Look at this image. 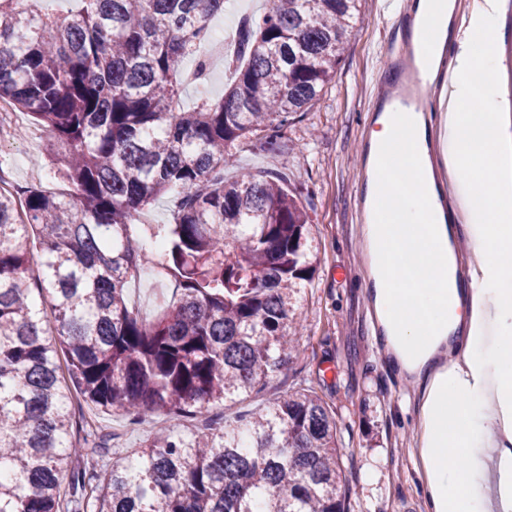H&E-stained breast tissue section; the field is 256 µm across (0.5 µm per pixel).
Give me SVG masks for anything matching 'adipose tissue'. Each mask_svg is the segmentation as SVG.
Here are the masks:
<instances>
[{
	"label": "adipose tissue",
	"mask_w": 512,
	"mask_h": 512,
	"mask_svg": "<svg viewBox=\"0 0 512 512\" xmlns=\"http://www.w3.org/2000/svg\"><path fill=\"white\" fill-rule=\"evenodd\" d=\"M502 13V0H475L466 30L450 37L448 0H418L412 25L430 66L446 54L455 74L444 160L469 231L467 287L457 285L448 225L429 202L423 116L379 119L369 136L386 201L360 234L385 347L422 388L416 472L430 512H512V99L497 77Z\"/></svg>",
	"instance_id": "adipose-tissue-1"
}]
</instances>
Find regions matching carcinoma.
<instances>
[{
  "mask_svg": "<svg viewBox=\"0 0 512 512\" xmlns=\"http://www.w3.org/2000/svg\"><path fill=\"white\" fill-rule=\"evenodd\" d=\"M42 2L0 0V102L34 119L72 192L0 189V512H347L336 420L312 387L205 435L161 428L104 474L79 463L71 405L174 420L290 363L311 224L280 176L228 182L224 160L252 137L274 149L319 98L359 0H271L241 23L227 92L191 111L177 76L191 56L205 67L224 0H83L63 18ZM168 192L173 223H140ZM146 266L174 283L151 320L126 293Z\"/></svg>",
  "mask_w": 512,
  "mask_h": 512,
  "instance_id": "cac0c4a2",
  "label": "carcinoma"
}]
</instances>
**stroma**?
<instances>
[{
	"instance_id": "1",
	"label": "stroma",
	"mask_w": 512,
	"mask_h": 512,
	"mask_svg": "<svg viewBox=\"0 0 512 512\" xmlns=\"http://www.w3.org/2000/svg\"><path fill=\"white\" fill-rule=\"evenodd\" d=\"M396 2L400 11L392 17L384 0H362L336 77L319 100L281 131L274 150L259 149L247 139L232 149L224 166L228 179L244 169H285L288 187L312 224L317 257L316 273L297 311L303 327L295 359L271 377L259 396L226 404L218 417L234 420L297 383L313 387L336 417L349 512H367L370 504L374 512H428L415 473L419 422L416 413L399 405L404 394L418 400L420 388L384 360L370 324L368 257L355 212L363 189L364 144L373 126L370 109L383 77L381 48L393 27H408L412 17L409 0ZM2 167L21 186L56 194L69 189L44 138L0 141ZM173 288L146 268L131 283L129 300L151 318ZM72 420L75 437L93 430L106 441L108 454L87 458L101 472L141 448L157 427L156 421L137 422L81 401L72 407ZM368 470L378 473L377 485L363 481Z\"/></svg>"
}]
</instances>
